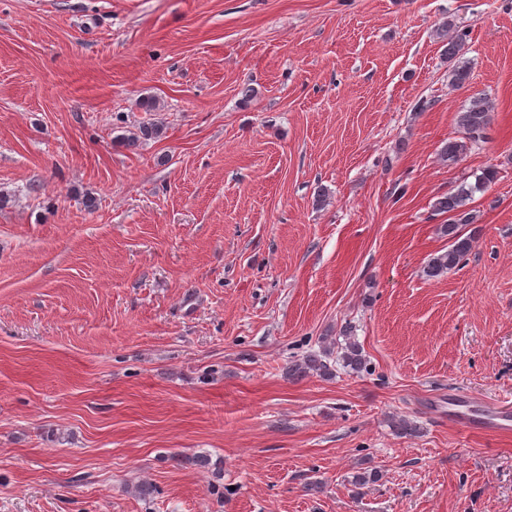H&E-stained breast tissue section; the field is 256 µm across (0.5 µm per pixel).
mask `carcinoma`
I'll return each mask as SVG.
<instances>
[{"label": "carcinoma", "instance_id": "obj_1", "mask_svg": "<svg viewBox=\"0 0 512 512\" xmlns=\"http://www.w3.org/2000/svg\"><path fill=\"white\" fill-rule=\"evenodd\" d=\"M491 123L490 107L482 98L472 101L471 105L458 115V126L463 135L461 141H450L441 150V155L451 162L458 161L467 150V145L477 144L486 139L487 130ZM497 172L488 168L476 185H461L457 191L438 197L433 203V209L439 214L448 215V224L444 225V234L448 235V249L432 257L426 268V277L433 279L457 267L473 248L474 237L466 235L462 227L473 223L471 213L465 211L466 202L472 194L481 187L491 183ZM323 355L310 354L301 362L291 367V372L297 377L310 373H329V366ZM342 360L350 370L359 372L366 366L362 350L356 342H348L342 354Z\"/></svg>", "mask_w": 512, "mask_h": 512}]
</instances>
